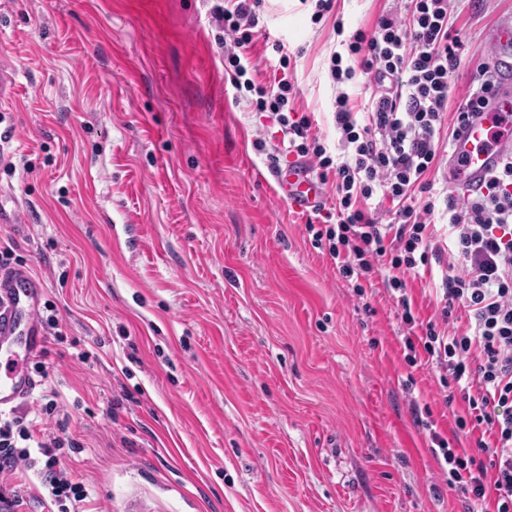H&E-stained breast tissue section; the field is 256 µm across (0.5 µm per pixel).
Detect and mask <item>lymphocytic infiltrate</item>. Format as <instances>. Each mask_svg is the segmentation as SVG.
Masks as SVG:
<instances>
[{"label": "lymphocytic infiltrate", "mask_w": 512, "mask_h": 512, "mask_svg": "<svg viewBox=\"0 0 512 512\" xmlns=\"http://www.w3.org/2000/svg\"><path fill=\"white\" fill-rule=\"evenodd\" d=\"M399 12L377 17L371 32L356 31L346 52H332L327 74L336 89L335 149L313 129L308 113L294 105L291 58L275 40L279 57L273 82L258 81L249 57L260 30V0H221L213 16L224 27V77L255 112L267 113L281 136L274 145L257 139L270 169L280 158L305 160L321 182L330 183L333 209L322 222L307 221L314 248L334 261L349 280L382 275L396 293L408 366L426 360L441 371L443 387H455L445 404L461 399L456 431L472 435L475 453L457 451L430 429L431 452L481 512H512V154L477 191L458 198L434 189L433 172L448 146L496 95V70L477 67L468 94L449 108L451 77L461 63L462 37L454 27L459 0H402ZM371 95L356 107L353 87ZM393 220H379L381 202ZM448 217L438 233L433 216ZM445 265L435 295L440 316L421 321L405 277L431 263ZM25 413L0 415V477L19 466L37 470L50 505L59 512H84L85 487L62 461L68 437L37 434ZM37 454H30L28 441Z\"/></svg>", "instance_id": "1"}]
</instances>
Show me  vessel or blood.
<instances>
[{
  "label": "vessel or blood",
  "mask_w": 512,
  "mask_h": 512,
  "mask_svg": "<svg viewBox=\"0 0 512 512\" xmlns=\"http://www.w3.org/2000/svg\"><path fill=\"white\" fill-rule=\"evenodd\" d=\"M491 42L497 51L498 92L449 152L448 180L467 191L474 190L503 156L512 153V129L493 125L495 115L512 112V27L496 28ZM277 180L282 197L296 211L313 212L323 200L321 183L303 164L289 167ZM42 292V282L26 266L0 268V351L6 355V373L0 376V410L17 407L37 387L30 361L46 348L36 316Z\"/></svg>",
  "instance_id": "1"
}]
</instances>
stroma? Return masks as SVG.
<instances>
[{
  "label": "stroma",
  "instance_id": "35a3bbf8",
  "mask_svg": "<svg viewBox=\"0 0 512 512\" xmlns=\"http://www.w3.org/2000/svg\"><path fill=\"white\" fill-rule=\"evenodd\" d=\"M215 0H0L1 224L61 336L49 376L88 512H471L413 407L450 432L437 369L407 366L381 279L364 292L313 248L224 79ZM396 0H264V80L282 40L296 108L336 144L327 59ZM344 33L336 35L335 20ZM512 0H461L453 101Z\"/></svg>",
  "mask_w": 512,
  "mask_h": 512
}]
</instances>
